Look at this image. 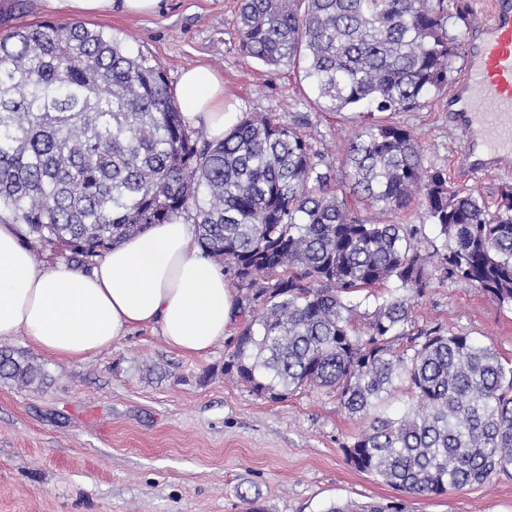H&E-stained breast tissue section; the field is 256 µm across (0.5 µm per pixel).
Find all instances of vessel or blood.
Instances as JSON below:
<instances>
[{
	"label": "vessel or blood",
	"mask_w": 512,
	"mask_h": 512,
	"mask_svg": "<svg viewBox=\"0 0 512 512\" xmlns=\"http://www.w3.org/2000/svg\"><path fill=\"white\" fill-rule=\"evenodd\" d=\"M467 25L466 62L448 98L465 136L462 179L502 170L501 149L512 146V0H493Z\"/></svg>",
	"instance_id": "vessel-or-blood-1"
}]
</instances>
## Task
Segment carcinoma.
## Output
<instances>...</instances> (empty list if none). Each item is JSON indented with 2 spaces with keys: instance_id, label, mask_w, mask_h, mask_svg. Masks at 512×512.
<instances>
[{
  "instance_id": "carcinoma-1",
  "label": "carcinoma",
  "mask_w": 512,
  "mask_h": 512,
  "mask_svg": "<svg viewBox=\"0 0 512 512\" xmlns=\"http://www.w3.org/2000/svg\"><path fill=\"white\" fill-rule=\"evenodd\" d=\"M238 18L248 56L307 60L324 112L420 108L448 86L457 47L444 0H240ZM343 169L269 114L220 141L186 127L162 67L102 29L44 21L0 37V210L26 226L28 247L81 267L153 224L192 221L247 318L224 373L271 400L335 392L348 414L371 417L347 460L408 495L481 485L512 466V362L465 333L413 328L412 305L431 265L512 307V187L490 210L425 167L416 139L388 121L354 136ZM350 194L390 211L423 196L441 247L424 254L405 225L359 217ZM389 282L403 293L359 311L357 293ZM0 378L29 386L45 374L1 349ZM398 384L406 410L379 414Z\"/></svg>"
}]
</instances>
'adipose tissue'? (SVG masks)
<instances>
[{"label":"adipose tissue","mask_w":512,"mask_h":512,"mask_svg":"<svg viewBox=\"0 0 512 512\" xmlns=\"http://www.w3.org/2000/svg\"><path fill=\"white\" fill-rule=\"evenodd\" d=\"M57 14L155 15L162 0H47ZM183 122L220 139L233 126L224 82L208 66L182 70ZM23 225L0 216V339L23 336L47 355L77 361L119 343L135 327L155 325L186 355L223 340L235 292L194 244V226L178 218L152 225L106 252L88 272L60 263L38 267L21 243Z\"/></svg>","instance_id":"1"}]
</instances>
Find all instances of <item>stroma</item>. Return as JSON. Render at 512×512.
I'll return each mask as SVG.
<instances>
[{
	"label": "stroma",
	"instance_id": "35a3bbf8",
	"mask_svg": "<svg viewBox=\"0 0 512 512\" xmlns=\"http://www.w3.org/2000/svg\"><path fill=\"white\" fill-rule=\"evenodd\" d=\"M239 0H162L158 15L113 12L88 26L159 62L170 86L181 69L213 68L237 112L306 118L310 142L342 167L364 112L328 113L302 71L274 70L241 47ZM62 22L45 0H0V36L39 21ZM423 150L424 164L452 171L464 137L446 95L393 114ZM361 217L421 228L440 244L420 201L384 210L350 199ZM415 326L441 325L512 360V308L463 280H432L412 308ZM47 374L45 384L0 378V512H326L338 500L403 499L406 512H512V467L484 484L440 496H403L348 464L343 448L366 430L334 392L306 388L280 401L224 374L227 340L201 355L169 347L155 326L111 348L60 361L25 337L6 340Z\"/></svg>",
	"mask_w": 512,
	"mask_h": 512
}]
</instances>
